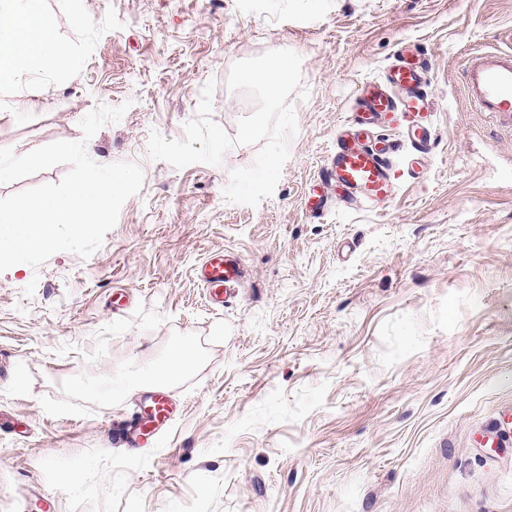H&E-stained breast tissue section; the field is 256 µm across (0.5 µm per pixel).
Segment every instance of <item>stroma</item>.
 I'll use <instances>...</instances> for the list:
<instances>
[{
  "label": "stroma",
  "mask_w": 512,
  "mask_h": 512,
  "mask_svg": "<svg viewBox=\"0 0 512 512\" xmlns=\"http://www.w3.org/2000/svg\"><path fill=\"white\" fill-rule=\"evenodd\" d=\"M44 15L77 63L0 86V147L79 140L91 110L125 103L86 150L136 163L144 185L89 258L0 273V512L43 496L54 512H512V455L484 438L512 422V131L462 83L512 0H44ZM402 40L431 64L423 175L397 166L387 209L306 216L356 89ZM274 49L301 56L302 81L271 197L224 198L256 146L219 166L148 156L151 131L183 138L211 80L235 135L255 104L229 69ZM217 249L251 269L219 312L194 277ZM181 348L183 376L137 379ZM157 390L182 412L130 458L110 416Z\"/></svg>",
  "instance_id": "obj_1"
}]
</instances>
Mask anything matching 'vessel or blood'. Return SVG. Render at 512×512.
I'll use <instances>...</instances> for the list:
<instances>
[{"instance_id": "1", "label": "vessel or blood", "mask_w": 512, "mask_h": 512, "mask_svg": "<svg viewBox=\"0 0 512 512\" xmlns=\"http://www.w3.org/2000/svg\"><path fill=\"white\" fill-rule=\"evenodd\" d=\"M496 41L493 50L469 54L464 87L476 111L512 129V27L500 29ZM429 68L416 46L402 41L383 75L360 85L351 112L336 131V144L302 202L308 215L319 217L331 203L386 208L399 191L395 165L415 173L423 169L437 141L426 91ZM195 277L209 307L220 311L245 287L249 273L237 253L224 249L208 253ZM176 411L166 394L152 393L137 410L115 416L111 440L137 448L150 439L163 447Z\"/></svg>"}]
</instances>
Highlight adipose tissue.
Instances as JSON below:
<instances>
[{
	"label": "adipose tissue",
	"instance_id": "adipose-tissue-1",
	"mask_svg": "<svg viewBox=\"0 0 512 512\" xmlns=\"http://www.w3.org/2000/svg\"><path fill=\"white\" fill-rule=\"evenodd\" d=\"M43 0H0V85L30 65L71 61L72 53L46 24Z\"/></svg>",
	"mask_w": 512,
	"mask_h": 512
}]
</instances>
